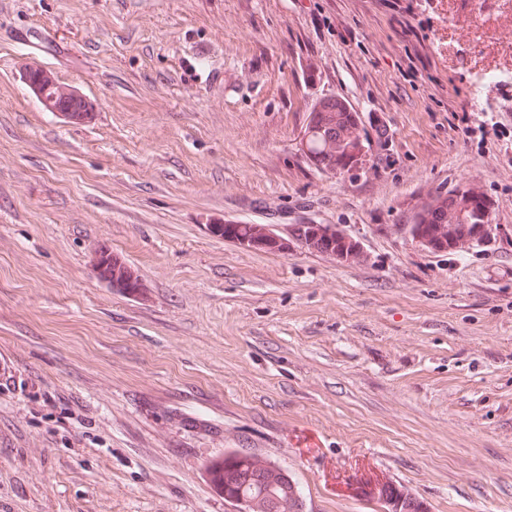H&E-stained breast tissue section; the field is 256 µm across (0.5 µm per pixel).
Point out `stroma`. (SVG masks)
I'll return each instance as SVG.
<instances>
[{"mask_svg":"<svg viewBox=\"0 0 512 512\" xmlns=\"http://www.w3.org/2000/svg\"><path fill=\"white\" fill-rule=\"evenodd\" d=\"M431 0H0V512H237L207 465L274 462L305 512H512V112L475 105ZM78 83L82 121L25 91ZM336 96L371 140L317 170ZM386 128L389 141L374 140ZM480 185L490 249L397 233ZM338 224L361 265L262 253L210 225ZM121 255L145 288H109ZM368 140L361 134L358 114L336 97H327L309 112L302 151L322 172H356L362 168ZM95 269L100 280L109 287L127 295H136L144 288L137 273L120 257L102 251L95 260ZM374 496L383 503L387 512H424L422 504L411 496L398 493L386 484H376L373 489Z\"/></svg>","mask_w":512,"mask_h":512,"instance_id":"stroma-1","label":"stroma"}]
</instances>
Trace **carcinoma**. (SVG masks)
Wrapping results in <instances>:
<instances>
[{
    "label": "carcinoma",
    "mask_w": 512,
    "mask_h": 512,
    "mask_svg": "<svg viewBox=\"0 0 512 512\" xmlns=\"http://www.w3.org/2000/svg\"><path fill=\"white\" fill-rule=\"evenodd\" d=\"M368 137L361 134L360 117L335 97L319 102L307 117L302 151L311 164L326 173L356 172L366 157ZM430 253L482 250L495 239L490 200L478 186L439 189L420 199L409 223L396 225ZM211 232L255 251L276 253L301 245L343 263L364 260L361 241L334 224H291L288 234L274 236L266 224H213ZM100 280L127 295L144 287L137 273L120 257L102 251L95 260ZM214 487L239 512H305L301 492L288 473L271 462L239 450L224 452V462L210 473ZM373 494L386 512H424L416 499L377 484Z\"/></svg>",
    "instance_id": "cac0c4a2"
}]
</instances>
